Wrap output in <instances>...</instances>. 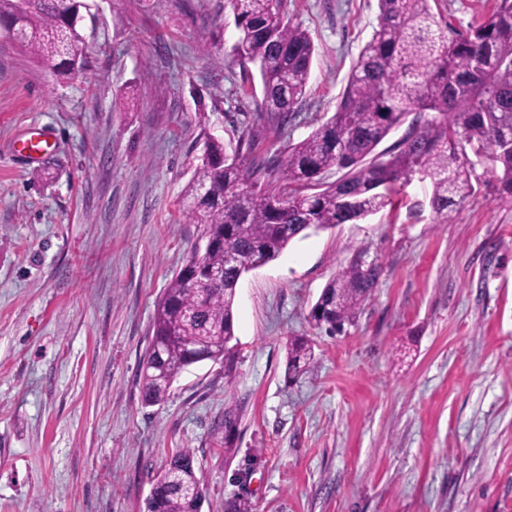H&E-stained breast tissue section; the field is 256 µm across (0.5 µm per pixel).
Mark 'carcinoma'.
<instances>
[{
	"instance_id": "1",
	"label": "carcinoma",
	"mask_w": 512,
	"mask_h": 512,
	"mask_svg": "<svg viewBox=\"0 0 512 512\" xmlns=\"http://www.w3.org/2000/svg\"><path fill=\"white\" fill-rule=\"evenodd\" d=\"M441 0H379L378 23L352 66L336 111L302 141L267 157L249 140L229 149L207 142L186 186L187 218L208 243L192 252L155 303L150 341L162 347L141 368L142 402L165 403L177 376L204 361H224V379L236 375L233 305L242 273L275 259L303 231L363 220L394 207L415 180L432 182L430 206L439 222L448 208L475 192V163L486 159L503 193L512 197V0L465 31L437 16ZM237 30L232 57L257 68L258 119L288 128L303 101L315 52L310 34L292 22L287 0H227ZM89 6L72 0H0V26L27 32L21 46L58 78L86 67V44L72 14ZM413 116L392 148H376ZM277 169L288 187L274 188ZM342 175L324 188L317 177ZM236 264H228L229 257ZM380 276L359 259L334 275L312 305L317 328L341 332L354 324ZM314 360L308 339L288 343L285 374L295 377ZM194 452L173 453L145 512H201Z\"/></svg>"
}]
</instances>
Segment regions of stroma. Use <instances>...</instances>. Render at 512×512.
<instances>
[{
    "label": "stroma",
    "instance_id": "stroma-1",
    "mask_svg": "<svg viewBox=\"0 0 512 512\" xmlns=\"http://www.w3.org/2000/svg\"><path fill=\"white\" fill-rule=\"evenodd\" d=\"M87 2L71 81L0 31V512H144L180 448L202 512L234 494L252 512H512V201L486 165L448 223L416 181L395 213L301 233L238 282L232 386L205 361L141 404L155 301L200 234L183 191L206 136L249 133L270 156L306 138L335 112L378 0H288L316 51L283 131L227 58L225 0ZM33 126L50 146L20 157ZM358 258L381 275L354 326L314 329L323 287ZM294 336L315 360L289 381Z\"/></svg>",
    "mask_w": 512,
    "mask_h": 512
}]
</instances>
